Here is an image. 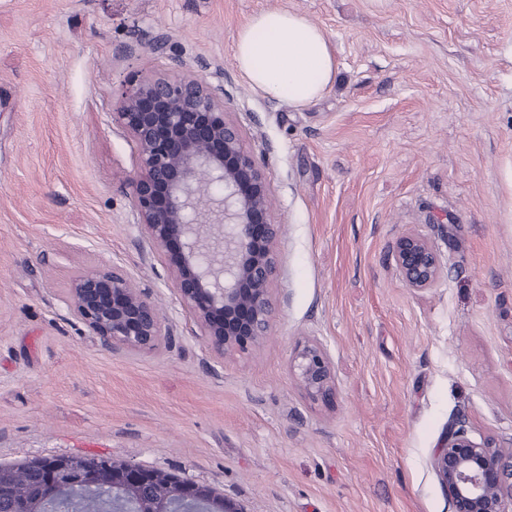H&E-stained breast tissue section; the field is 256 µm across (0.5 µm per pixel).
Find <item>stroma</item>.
<instances>
[{
	"instance_id": "stroma-1",
	"label": "stroma",
	"mask_w": 512,
	"mask_h": 512,
	"mask_svg": "<svg viewBox=\"0 0 512 512\" xmlns=\"http://www.w3.org/2000/svg\"><path fill=\"white\" fill-rule=\"evenodd\" d=\"M288 8L338 72L295 107L251 89L236 32ZM224 69L229 117L271 184L280 306L220 359L135 225L136 145L112 119L148 37ZM438 247L407 288L404 229ZM103 263L152 294L167 347L115 353L70 314ZM319 339L331 404L290 373ZM512 442V0H0V464L112 457L217 490L241 512H451L430 460L448 427ZM391 257L407 288L425 291L441 279L443 267L433 242L424 234L407 229L394 241Z\"/></svg>"
}]
</instances>
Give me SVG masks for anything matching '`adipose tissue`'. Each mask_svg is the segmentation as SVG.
Returning <instances> with one entry per match:
<instances>
[{
	"label": "adipose tissue",
	"instance_id": "1",
	"mask_svg": "<svg viewBox=\"0 0 512 512\" xmlns=\"http://www.w3.org/2000/svg\"><path fill=\"white\" fill-rule=\"evenodd\" d=\"M233 58L251 88L292 106L320 98L336 79L327 32L291 9L257 12L236 32Z\"/></svg>",
	"mask_w": 512,
	"mask_h": 512
}]
</instances>
